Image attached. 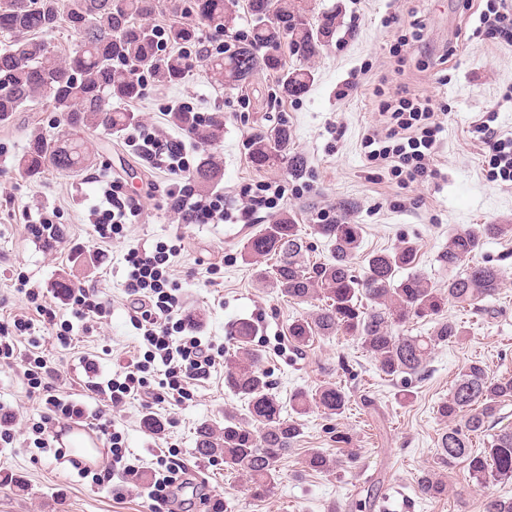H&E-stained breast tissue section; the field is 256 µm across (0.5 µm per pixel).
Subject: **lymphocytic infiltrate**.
<instances>
[{
  "label": "lymphocytic infiltrate",
  "mask_w": 512,
  "mask_h": 512,
  "mask_svg": "<svg viewBox=\"0 0 512 512\" xmlns=\"http://www.w3.org/2000/svg\"><path fill=\"white\" fill-rule=\"evenodd\" d=\"M379 108L387 116L384 129L372 130L364 137L366 145L372 148L371 159L385 162L395 176L405 177L410 182H425L435 177L431 160L442 125L437 122L429 100L401 98L382 102ZM127 141L154 168L173 173L186 171L189 158L196 150L188 136L161 137L140 126L134 127ZM120 192V184L109 183L103 188L98 202L88 208L87 220L100 242H107L122 232L130 217L137 214L136 201L121 199ZM240 198V205L230 210L224 206L223 192L203 195L191 184L175 182L166 192V205L174 217L186 224L247 223L259 210L274 205L273 197L247 189L241 191ZM180 252V245L174 244L158 245L152 249L134 248L127 253L124 288L136 305L134 322L142 332L147 358L128 365L123 380L89 383L88 388L97 401L96 408L61 396L51 383L56 375L55 369L49 367L42 357L31 352L21 356L17 350L19 337L33 329V319L37 316L51 324L59 323L57 338L61 345H69L74 322L87 324L104 317L106 307L97 289L82 285L67 289L65 299L72 317L62 321L58 318L56 305L47 300L45 293L31 287L29 278L18 276V287L24 290L36 314L31 317L20 313L0 324V359L23 358L30 388L42 392L45 411L39 434L51 435L55 422L62 419H85L113 443L112 457L103 466L98 482L108 483L117 478L128 485L140 476L138 466L128 462L125 449L115 445L117 435L106 414L107 407L119 406L127 398L146 393L159 400L166 395L183 392L185 385L208 379L215 366L217 354L214 346L203 343L194 332H187L177 340L171 336L170 322L183 308L180 296L172 293L169 287L173 260ZM155 361L163 365L164 376L157 383L158 391L154 392L150 389L146 372L149 363Z\"/></svg>",
  "instance_id": "f902f5d3"
}]
</instances>
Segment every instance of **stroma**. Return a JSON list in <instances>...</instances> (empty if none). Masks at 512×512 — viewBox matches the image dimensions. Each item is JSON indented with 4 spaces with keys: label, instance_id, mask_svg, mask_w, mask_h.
I'll list each match as a JSON object with an SVG mask.
<instances>
[{
    "label": "stroma",
    "instance_id": "obj_1",
    "mask_svg": "<svg viewBox=\"0 0 512 512\" xmlns=\"http://www.w3.org/2000/svg\"><path fill=\"white\" fill-rule=\"evenodd\" d=\"M308 5L313 19L334 7L342 15L332 42L312 63L315 82L301 97L272 99L277 77L267 72L246 88L220 89L198 68L179 87H148L126 109L145 128L174 136L179 130L168 121L170 109L222 110L216 187L223 190L226 205L238 204L243 185L280 184L285 193L276 211L299 224L310 262L331 257L327 239L314 231L317 213L327 210L361 229L356 272H363L368 254L408 241L418 250V270L443 282L448 273L440 256L449 234L474 224H512V181L497 177L471 135L473 125L485 120L512 137V100L503 97L512 86V46L467 41L487 0H470L465 7L453 0H308ZM416 22L423 26L419 42L412 37ZM354 74L359 88L341 96ZM401 97L431 98L444 125L433 161L438 176L420 185L370 160L363 143L365 133L383 122L379 101ZM60 119L42 106L0 123V321L27 305L15 286L17 274L42 289L61 280L97 288L106 316L91 330L75 325L71 350H62L55 330L40 321L27 337L37 355L58 370L62 392L89 402L88 382L118 378L141 355L142 337L122 287L126 253L182 242L171 281L184 303L183 320L227 355L233 352L234 325L243 318L253 321L261 368L284 405L283 417L296 418L302 431L278 464L274 495L263 501L252 499L244 479L227 473L223 463L200 461L194 452L197 428L206 424L219 430L225 412L245 413L244 401L225 387L219 362L183 400L155 403L141 395L110 409L114 429L127 457L141 468L144 483L153 481L156 457L164 452L181 459L189 478L201 484L205 496L196 500L195 512H210L217 501L227 512H483L486 493L512 496V479L480 484L460 465L444 472V499L425 498L416 483L436 462L446 428L437 405L461 367L480 360L493 375L512 376V234L485 240L472 257L473 263L496 266L502 273L491 312L446 306L444 316L461 323L466 336L461 343L435 348L425 374L412 379V395L404 399L400 380L379 375L350 337L319 338L301 350L292 346L289 324L315 312L316 302L296 304L282 297L261 280L260 265L246 261L242 252L247 237L273 213L262 212L242 228L178 223L163 193L170 173L138 157L121 131H84L87 162L78 172L48 169L34 179L25 176L18 158L30 132L39 128L56 136ZM277 124L292 132L294 151L304 159L302 175H292L281 163L256 169L246 155L243 142L252 129ZM113 180L139 200L140 212L111 244L101 245L85 220L86 209ZM305 182L311 191L294 194V187ZM29 212L59 224L60 242L48 246L28 239L23 216ZM328 382L344 387L348 410L331 417L314 407L294 416L287 406L290 395L315 392ZM28 390L23 366L0 360V409L16 414L19 430L13 443L0 444V512H151L152 502L143 492L96 484L93 474H78L69 462L37 447L32 426L42 407ZM149 418L160 423V430L146 426ZM334 428L348 433L349 444L336 445L330 435ZM310 448L342 459V466L325 474L303 472ZM377 486L382 489L377 505L358 510L359 501Z\"/></svg>",
    "mask_w": 512,
    "mask_h": 512
}]
</instances>
